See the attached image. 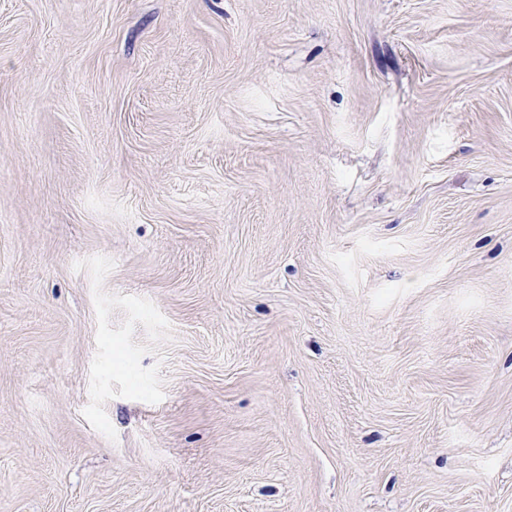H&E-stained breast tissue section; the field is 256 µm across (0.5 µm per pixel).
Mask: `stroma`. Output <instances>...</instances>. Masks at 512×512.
<instances>
[{
	"instance_id": "obj_1",
	"label": "stroma",
	"mask_w": 512,
	"mask_h": 512,
	"mask_svg": "<svg viewBox=\"0 0 512 512\" xmlns=\"http://www.w3.org/2000/svg\"><path fill=\"white\" fill-rule=\"evenodd\" d=\"M0 512H512V0H0Z\"/></svg>"
}]
</instances>
